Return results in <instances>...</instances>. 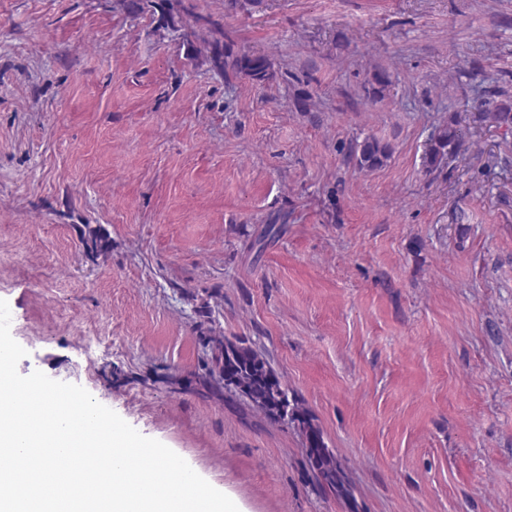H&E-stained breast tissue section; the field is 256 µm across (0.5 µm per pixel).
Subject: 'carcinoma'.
I'll use <instances>...</instances> for the list:
<instances>
[{
  "mask_svg": "<svg viewBox=\"0 0 512 512\" xmlns=\"http://www.w3.org/2000/svg\"><path fill=\"white\" fill-rule=\"evenodd\" d=\"M150 7L160 9L168 17L172 30L179 27L176 19L184 18L200 26L193 32L194 39H186L187 53L202 51L210 54L214 68L224 76L227 83L239 77H247L256 83H264L272 76L271 63L262 55L250 54L235 48L210 22L195 13L192 0H148ZM478 122H491L498 126H512V105L502 104L495 112H480ZM464 147V133L455 120L440 125L433 135L423 157L425 172L432 173L442 167L447 159L458 155ZM389 147L375 138L355 143L350 155L356 165L373 170L385 164ZM81 240L87 248L102 252L107 248V239L99 228L85 226L80 230ZM199 340L203 355L199 361V377L224 387V393L237 396L274 424L292 426L302 435L309 470L319 491L348 495L345 474L341 463L328 448L315 418L296 395L288 389L280 374L273 368L265 352L250 342L230 340L213 328L200 332Z\"/></svg>",
  "mask_w": 512,
  "mask_h": 512,
  "instance_id": "1",
  "label": "carcinoma"
}]
</instances>
